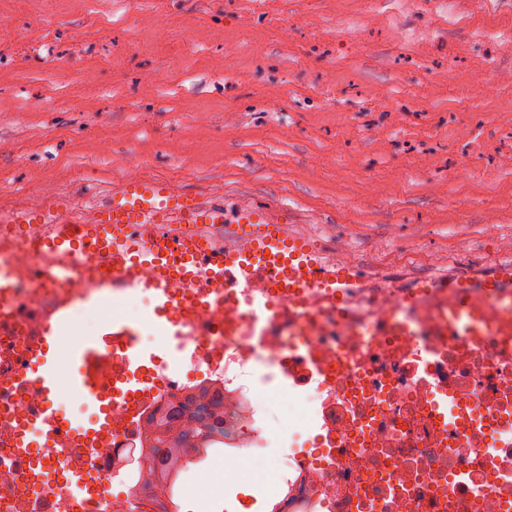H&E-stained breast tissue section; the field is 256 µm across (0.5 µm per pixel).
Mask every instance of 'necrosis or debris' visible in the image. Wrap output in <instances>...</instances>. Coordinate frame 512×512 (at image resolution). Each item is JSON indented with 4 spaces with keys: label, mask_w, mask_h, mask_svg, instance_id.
<instances>
[{
    "label": "necrosis or debris",
    "mask_w": 512,
    "mask_h": 512,
    "mask_svg": "<svg viewBox=\"0 0 512 512\" xmlns=\"http://www.w3.org/2000/svg\"><path fill=\"white\" fill-rule=\"evenodd\" d=\"M215 294L204 319L224 333L189 337L179 367L158 355L132 365L129 343L113 342L106 379L131 394L112 401L111 443L72 449L68 468L113 475L138 441L128 418L182 400L201 375L224 390L234 453L223 475H197V490L248 482L288 512H512V306L460 317L427 282L412 306L392 286L348 289L339 305L263 278ZM36 328L0 331V512H32L41 489L40 465L16 443L43 395L12 388ZM152 385L150 402L135 396ZM49 493L53 512H153L99 500L95 484L76 500L61 481Z\"/></svg>",
    "instance_id": "1"
}]
</instances>
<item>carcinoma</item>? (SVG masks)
<instances>
[{
  "label": "carcinoma",
  "mask_w": 512,
  "mask_h": 512,
  "mask_svg": "<svg viewBox=\"0 0 512 512\" xmlns=\"http://www.w3.org/2000/svg\"><path fill=\"white\" fill-rule=\"evenodd\" d=\"M224 443V389L200 385L178 405L151 414L140 434L138 465L150 469L155 484L136 491L155 496V490H174L179 472L189 460L203 461L207 450Z\"/></svg>",
  "instance_id": "cac0c4a2"
}]
</instances>
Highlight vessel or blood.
<instances>
[{
    "label": "vessel or blood",
    "mask_w": 512,
    "mask_h": 512,
    "mask_svg": "<svg viewBox=\"0 0 512 512\" xmlns=\"http://www.w3.org/2000/svg\"><path fill=\"white\" fill-rule=\"evenodd\" d=\"M287 221L285 207L242 204L231 210L224 201L204 202L195 192L154 176L124 178L87 210L67 193L48 195L36 206L19 202L1 208L0 235L25 231L38 259L34 274L51 279L57 290L54 304L37 317L39 331L28 346L27 367L15 377L17 387L35 385L48 395L32 416L45 432V443L37 450L21 440L27 456L39 457L51 475L63 464V449L92 437H110L101 423H62L57 399L66 387L98 403L96 379L109 359V344L133 338L137 330L116 316L88 334L79 323L80 312L100 309L106 301L142 288L154 297L152 315L158 324L171 335L187 336L208 307L211 289L223 287L228 276L245 288L258 273L269 271L275 282L318 293L333 288L341 294L364 283L359 265L329 263L321 241L290 232ZM226 224L244 240L243 251L209 242L206 229ZM177 280L195 290L187 301L191 313L184 318L172 291ZM434 284L447 289L456 314L465 316L478 290L512 301V260L486 271L450 272ZM73 288L82 289V296H70ZM60 353L74 366L63 377L53 365Z\"/></svg>",
    "instance_id": "1"
}]
</instances>
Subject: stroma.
I'll list each match as a JSON object with an SVG mask.
<instances>
[{"label": "stroma", "mask_w": 512, "mask_h": 512, "mask_svg": "<svg viewBox=\"0 0 512 512\" xmlns=\"http://www.w3.org/2000/svg\"><path fill=\"white\" fill-rule=\"evenodd\" d=\"M0 205L127 157L404 285L512 258V0H0ZM179 512H273L248 485Z\"/></svg>", "instance_id": "35a3bbf8"}]
</instances>
